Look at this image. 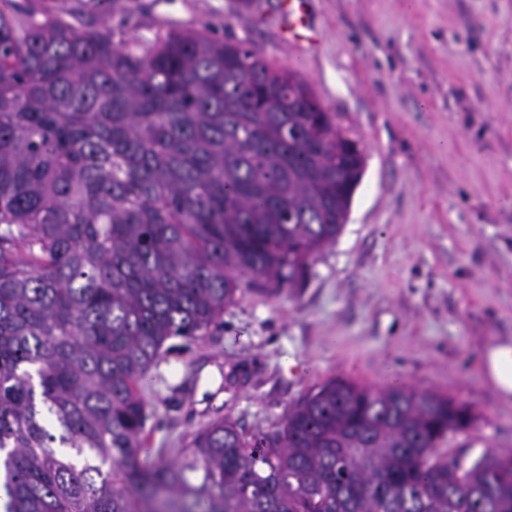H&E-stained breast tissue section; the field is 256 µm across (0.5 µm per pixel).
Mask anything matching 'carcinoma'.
I'll return each instance as SVG.
<instances>
[{
  "label": "carcinoma",
  "instance_id": "cac0c4a2",
  "mask_svg": "<svg viewBox=\"0 0 512 512\" xmlns=\"http://www.w3.org/2000/svg\"><path fill=\"white\" fill-rule=\"evenodd\" d=\"M0 0V512H512L469 410L330 379L273 432L218 419L138 462L143 386L260 284H298L365 169L314 94L209 29L143 53Z\"/></svg>",
  "mask_w": 512,
  "mask_h": 512
}]
</instances>
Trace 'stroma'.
I'll use <instances>...</instances> for the list:
<instances>
[{"instance_id":"1","label":"stroma","mask_w":512,"mask_h":512,"mask_svg":"<svg viewBox=\"0 0 512 512\" xmlns=\"http://www.w3.org/2000/svg\"><path fill=\"white\" fill-rule=\"evenodd\" d=\"M43 2L135 52L209 27L297 72L366 156L298 287L244 289L204 336L166 342L144 390L150 451L174 456L218 418L274 430L332 378L469 406L449 455L512 450V403L480 372L484 347L512 339V0H306L307 50L278 36L283 0Z\"/></svg>"}]
</instances>
